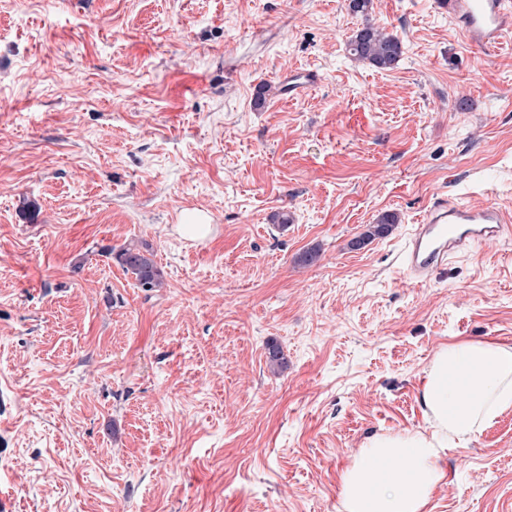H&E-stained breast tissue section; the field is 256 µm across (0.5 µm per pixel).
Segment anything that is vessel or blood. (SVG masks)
<instances>
[{
    "instance_id": "b4317fda",
    "label": "vessel or blood",
    "mask_w": 512,
    "mask_h": 512,
    "mask_svg": "<svg viewBox=\"0 0 512 512\" xmlns=\"http://www.w3.org/2000/svg\"><path fill=\"white\" fill-rule=\"evenodd\" d=\"M466 43L490 51L512 38V0H441ZM315 71L304 70L282 82V95L294 98L316 85ZM512 237V216L491 204L474 205L436 196L415 224L400 251L406 274L429 282L454 254L489 240Z\"/></svg>"
}]
</instances>
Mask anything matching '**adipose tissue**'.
Segmentation results:
<instances>
[{"label": "adipose tissue", "instance_id": "ef3b65f1", "mask_svg": "<svg viewBox=\"0 0 512 512\" xmlns=\"http://www.w3.org/2000/svg\"><path fill=\"white\" fill-rule=\"evenodd\" d=\"M420 402L429 426L369 437L344 470L342 512H427L444 478L440 459L464 449L512 410V344L452 340L424 370Z\"/></svg>", "mask_w": 512, "mask_h": 512}]
</instances>
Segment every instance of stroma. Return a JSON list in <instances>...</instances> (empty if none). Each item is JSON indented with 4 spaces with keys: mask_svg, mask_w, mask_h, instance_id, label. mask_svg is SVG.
<instances>
[{
    "mask_svg": "<svg viewBox=\"0 0 512 512\" xmlns=\"http://www.w3.org/2000/svg\"><path fill=\"white\" fill-rule=\"evenodd\" d=\"M444 193L512 212V41L439 0H0V512H339L368 437L427 428L440 345L512 344V239L399 266ZM141 243L152 292L109 255ZM441 466L429 512H512V411ZM349 51L358 61L380 69H390L400 60L402 43L393 34L366 23L352 36ZM319 75L312 70L297 72L281 83V94L287 98H294L301 95L305 90L316 85ZM397 223V217L392 213L382 214L377 224H371L366 232L351 242L353 248H359L366 245L370 240L376 237L386 235L392 228V224Z\"/></svg>",
    "mask_w": 512,
    "mask_h": 512,
    "instance_id": "1",
    "label": "stroma"
}]
</instances>
